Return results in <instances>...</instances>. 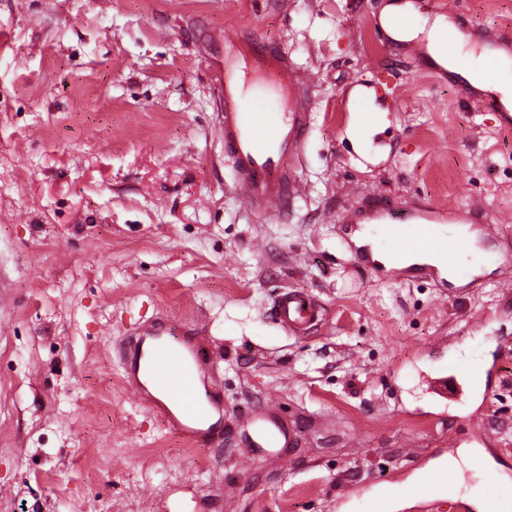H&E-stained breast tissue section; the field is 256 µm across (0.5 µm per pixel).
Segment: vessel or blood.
I'll return each mask as SVG.
<instances>
[{
	"label": "vessel or blood",
	"mask_w": 512,
	"mask_h": 512,
	"mask_svg": "<svg viewBox=\"0 0 512 512\" xmlns=\"http://www.w3.org/2000/svg\"><path fill=\"white\" fill-rule=\"evenodd\" d=\"M213 38L228 47L213 64L211 79L223 101L221 132L237 186L249 199L278 209L302 190L294 168L310 118L306 89L311 77L287 53L250 34L224 27ZM445 220L433 206L408 210L397 197L373 193L360 217L361 223L373 225V239L358 247L356 259L370 262L378 250L399 267L407 255L433 253L443 265L456 268L459 257L451 235L438 230ZM272 310L294 336L308 335L321 320L318 304L297 291L278 295ZM127 344L144 359L147 371L146 377L128 378L132 394L143 397L147 382L157 383L164 396L157 412L190 439L208 438L213 399L200 390L197 352L184 332L167 324L148 336L128 337ZM174 358L186 362L176 378L165 372Z\"/></svg>",
	"instance_id": "obj_1"
}]
</instances>
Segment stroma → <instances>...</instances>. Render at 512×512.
<instances>
[{
    "label": "stroma",
    "mask_w": 512,
    "mask_h": 512,
    "mask_svg": "<svg viewBox=\"0 0 512 512\" xmlns=\"http://www.w3.org/2000/svg\"><path fill=\"white\" fill-rule=\"evenodd\" d=\"M395 0H0V512H479L512 496V129L400 41ZM470 44H498L512 0H452ZM288 51L315 81L278 212L245 203L219 135L212 30ZM378 111L375 130H347ZM483 212L476 277L355 263L372 192ZM321 307L307 336L275 297ZM167 319L212 350L222 418L197 445L131 396L121 354ZM497 362L485 389L430 377ZM295 447H256L252 412ZM487 426L475 432L473 414ZM447 501L407 498L439 462ZM233 493H226V486ZM278 323L290 335L306 336L321 320L318 304L297 291L278 295L272 307Z\"/></svg>",
    "instance_id": "obj_1"
}]
</instances>
